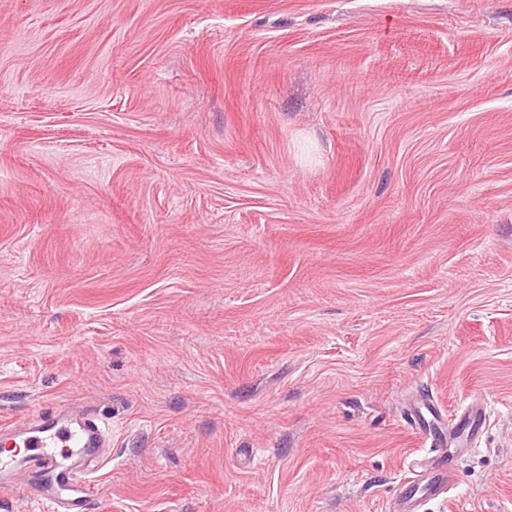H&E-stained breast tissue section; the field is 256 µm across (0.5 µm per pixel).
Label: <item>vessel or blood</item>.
Masks as SVG:
<instances>
[{
  "label": "vessel or blood",
  "instance_id": "vessel-or-blood-1",
  "mask_svg": "<svg viewBox=\"0 0 512 512\" xmlns=\"http://www.w3.org/2000/svg\"><path fill=\"white\" fill-rule=\"evenodd\" d=\"M406 422L430 443V454H416L406 461L408 477L398 495L397 512H420L431 500L443 497L449 488L455 456L448 448L462 434L475 439L482 435L486 414L481 403L469 406L459 417L457 429L442 428L432 416V401L420 396L407 409ZM8 435L12 453L0 454V494L21 489L15 478L19 461L16 449H24L33 461L32 489L54 512H84L93 474L104 460L109 445L105 425L89 407L70 405L52 408L24 429L1 425Z\"/></svg>",
  "mask_w": 512,
  "mask_h": 512
}]
</instances>
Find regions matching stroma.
Masks as SVG:
<instances>
[{"label": "stroma", "instance_id": "obj_1", "mask_svg": "<svg viewBox=\"0 0 512 512\" xmlns=\"http://www.w3.org/2000/svg\"><path fill=\"white\" fill-rule=\"evenodd\" d=\"M512 512V0H0V421L85 512ZM432 401L428 396H418L407 409L405 421L426 441L430 442L429 452L408 457L406 470L410 475L402 484L398 495L397 512H420L422 506L431 500L443 497L450 489L451 475L458 452L448 453L455 440L462 435L466 441L480 437L486 425V414L481 402L469 406L457 423L442 428L432 412ZM431 416V417H430ZM460 432L453 436L457 427ZM435 452L436 455L429 456ZM14 428L0 424L1 438L7 434L13 448H24L25 456L34 462L33 480L27 485L38 499L53 512L86 510V498L96 478L92 474L104 461L102 448L110 441L97 413L89 407L75 410L66 404L52 408L27 428Z\"/></svg>", "mask_w": 512, "mask_h": 512}]
</instances>
